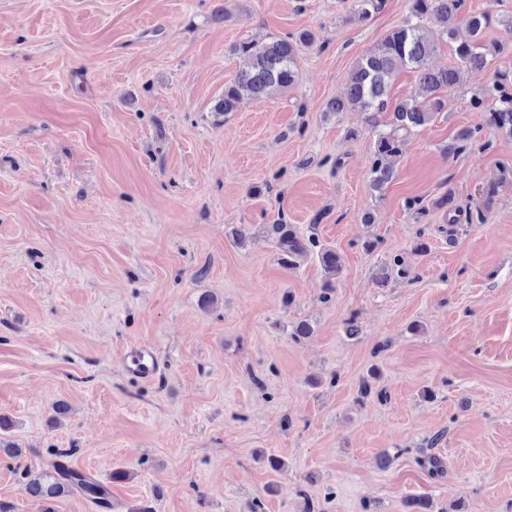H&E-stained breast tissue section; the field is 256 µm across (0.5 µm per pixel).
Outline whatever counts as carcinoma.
<instances>
[{
  "label": "carcinoma",
  "instance_id": "obj_1",
  "mask_svg": "<svg viewBox=\"0 0 512 512\" xmlns=\"http://www.w3.org/2000/svg\"><path fill=\"white\" fill-rule=\"evenodd\" d=\"M384 0H353L351 19L367 21L383 7ZM425 19L436 26L432 32L422 25ZM491 20L484 14L469 10L467 0H413L411 18L390 32L376 46L363 55L348 77L345 98L329 103L328 111L357 110L366 115L368 124L375 129L372 143L370 179L376 190L383 189L394 177L390 161L400 157L404 140L413 129L433 121L446 108V95L458 84L464 69H483L493 58L512 48L508 43L489 46L484 43V31ZM445 37L455 43L454 63L445 69H433L429 60L437 48V37ZM313 36L308 32L298 38H275L260 44L254 39H244L233 47V53L242 62L235 76L224 84V93L214 105V111L227 115L236 111L241 99H259L272 89L292 86L297 78L296 57L298 46H310ZM402 64L418 76V91L410 99L392 104L391 81L397 65ZM473 110L487 113L489 125L512 136V77L497 72L481 94L469 101ZM389 115L386 123L380 117ZM480 130L464 129L459 132L457 143L450 144L446 152L458 151L467 143L480 141ZM278 250V263L284 269H295L299 262L315 257L324 271L320 292L323 301L332 299L336 279L342 272L336 250L322 244L315 234L303 235L297 228L282 220L268 225ZM412 273L405 253L395 251L389 255L383 279L392 275L408 278ZM381 370L371 366L359 383L363 397L386 398L379 388ZM69 450L56 452L57 461L51 468L38 473L23 470L22 491L36 501L41 512H54L57 499L78 493L101 512L111 508L110 489L96 480L69 467L65 458Z\"/></svg>",
  "mask_w": 512,
  "mask_h": 512
}]
</instances>
